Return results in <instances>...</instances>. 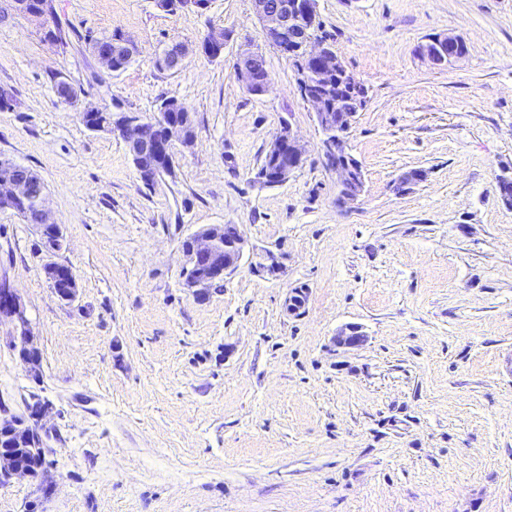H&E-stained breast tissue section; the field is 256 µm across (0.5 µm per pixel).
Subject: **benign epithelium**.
<instances>
[{
  "label": "benign epithelium",
  "mask_w": 512,
  "mask_h": 512,
  "mask_svg": "<svg viewBox=\"0 0 512 512\" xmlns=\"http://www.w3.org/2000/svg\"><path fill=\"white\" fill-rule=\"evenodd\" d=\"M210 0H157V5L168 12L193 9L203 11ZM253 9L258 17L267 42L286 55L295 56L306 78L300 83L302 98L315 108L317 122L325 134L320 144V153L327 159L342 148L343 161L327 163V167L336 174L339 187L353 183L356 189L339 195L338 204L345 206L357 200L363 189V172L360 163L353 158L347 147L346 133L354 115L335 114L318 87L323 79L345 80L351 84L358 79L325 43L314 37L317 19L316 0H252ZM51 0H7L4 10L36 21L39 24L44 41L57 42L56 28L49 24L52 15ZM224 30L212 29L198 43L197 49L211 58H219L224 53ZM96 58L109 70L119 71L113 61L119 59L129 64L138 53V46L130 39H116L106 44L91 45ZM184 45L177 43L169 47L156 59V67L161 71H176L185 55ZM467 46L463 39L455 35L435 36L420 46V53L433 65L442 66L448 61L465 55ZM237 79L254 94H262L270 82L263 54L257 49L241 50L234 64ZM54 87L58 97L72 101L77 98L76 87L64 76L54 77ZM180 106L176 100L164 104L161 112L151 121H143L135 114L124 113L118 118L102 119L97 109L89 113V129L108 130L118 134L125 142L132 160L141 164L149 163L159 174L169 173L173 168L172 144L174 140L187 138L186 121L177 117L172 108ZM305 149L300 143L292 125L282 120L269 150L267 163L257 171L259 179L270 186L282 185L303 162ZM46 187L39 180L27 175L21 167L8 159L0 157V209H16L34 200L37 202V222L43 235L51 236L47 244L52 248L60 245L61 231L58 224L50 220L45 209ZM246 240L238 233L231 240L224 238V225L213 224L193 234L187 245L183 246L187 258L186 272H196V278L188 280V286L196 289L200 299L206 295V286L213 280H223L233 274L241 265L245 254ZM9 318L20 329L14 348L29 370L34 371L38 364L26 358L33 350V339L28 334L29 320L27 310L19 298L6 283L0 281V317ZM364 341L357 326L348 327L336 336L339 347L358 346ZM49 406L38 405L29 410L28 417L20 423L4 420L0 422V434L13 437L22 434L35 445L42 442L45 421ZM17 475L33 477L35 473L18 463L10 454L0 455V479L8 480Z\"/></svg>",
  "instance_id": "1"
}]
</instances>
